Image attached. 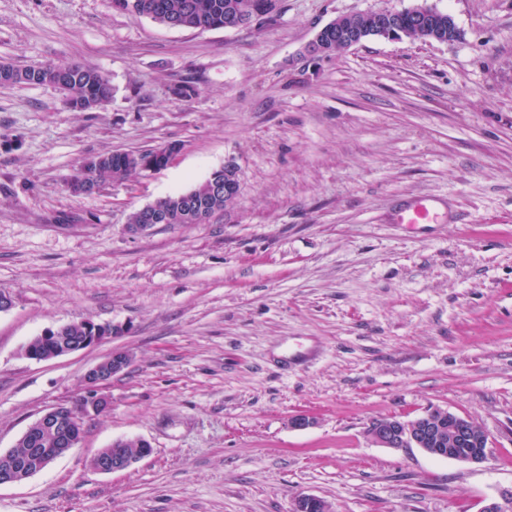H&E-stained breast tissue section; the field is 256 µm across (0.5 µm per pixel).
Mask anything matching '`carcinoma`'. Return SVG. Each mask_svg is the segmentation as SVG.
<instances>
[{
  "instance_id": "cac0c4a2",
  "label": "carcinoma",
  "mask_w": 512,
  "mask_h": 512,
  "mask_svg": "<svg viewBox=\"0 0 512 512\" xmlns=\"http://www.w3.org/2000/svg\"><path fill=\"white\" fill-rule=\"evenodd\" d=\"M280 0H112V5L130 14L146 17L166 27L180 29L213 30L225 29L236 15H245L267 8L270 13L279 9ZM442 22L430 34L433 40L447 42L456 40L457 29H448V14L440 16ZM13 75L0 73V84H49L57 88L65 102L90 100L93 107L105 104L112 95L108 78L99 70L79 64H57L41 67L39 75L30 77L29 68L12 67ZM176 147L174 143L136 152L113 151L89 159L83 166L98 183H110L128 179L132 174L144 171L148 166L161 170L168 165L169 156ZM209 180H204L192 189L168 195L158 201L159 208L170 213L171 223L190 224L184 216V208L191 205L202 209L208 216L224 210L233 199L228 195L220 198L208 192Z\"/></svg>"
}]
</instances>
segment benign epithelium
I'll use <instances>...</instances> for the list:
<instances>
[{
  "label": "benign epithelium",
  "instance_id": "1",
  "mask_svg": "<svg viewBox=\"0 0 512 512\" xmlns=\"http://www.w3.org/2000/svg\"><path fill=\"white\" fill-rule=\"evenodd\" d=\"M411 27L428 35L429 12L417 5L411 9ZM400 13L389 9L353 13L351 19H336V48L346 49L363 42L368 27L384 33V37L399 39L407 35V29L399 20ZM330 49L324 31H319L305 47L308 58L326 57ZM70 189L77 194H93L101 188L90 183L85 175L73 177ZM156 208L147 205L141 209L140 223L129 228L135 233L148 232L159 224ZM74 323L43 331L25 347L24 356L34 361L50 360L59 356L86 350L117 333L109 324L85 322L83 333H72ZM131 363V356L123 350H114L103 361L91 367L83 377V394L70 404H59L47 410L21 434L15 447L25 449L23 454L12 451L3 453L8 460L0 470V486L20 483L47 468L54 460L77 447L85 419L99 415L108 408V400L102 394L103 387L112 377L121 373ZM471 420L440 409H430L408 421L397 418L373 423L368 429L371 441L384 448L400 449L418 447L433 457L452 459L461 463L482 464L488 459V449L461 451L474 441ZM48 440L52 450L45 451L39 444ZM152 451L150 444L140 438L118 439L112 443L109 454L97 453L91 460L94 470L108 474L126 470ZM292 512H330L327 503L316 496L305 494L295 499Z\"/></svg>",
  "mask_w": 512,
  "mask_h": 512
}]
</instances>
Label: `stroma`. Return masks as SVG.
<instances>
[{
    "instance_id": "1",
    "label": "stroma",
    "mask_w": 512,
    "mask_h": 512,
    "mask_svg": "<svg viewBox=\"0 0 512 512\" xmlns=\"http://www.w3.org/2000/svg\"><path fill=\"white\" fill-rule=\"evenodd\" d=\"M421 4L458 38L300 58L339 15ZM1 61L87 64L112 97L75 111L51 85H0V452L112 351L132 361L76 448L0 486V512H291L301 494L332 512H479L512 489V0H281L206 31L111 0H0ZM169 142L164 169L65 188L88 158ZM230 159L239 191L208 223L129 232ZM421 196L439 223H393ZM81 320L118 333L24 356ZM436 408L489 435L486 463L367 435ZM135 437L149 456L92 470ZM140 209L131 213L129 217V228L135 233L148 232L160 224V215L156 208L147 205L141 209L140 224H138V212ZM85 326L83 333L73 336L74 322L59 326L55 329L43 331L35 336L25 347L24 356L34 361L50 360L59 356L86 350L99 344L101 341L117 333V328L109 324H97L90 321H81ZM50 342L48 349L41 346Z\"/></svg>"
}]
</instances>
